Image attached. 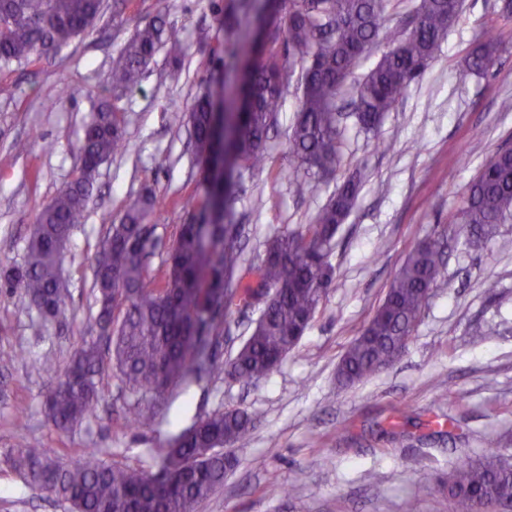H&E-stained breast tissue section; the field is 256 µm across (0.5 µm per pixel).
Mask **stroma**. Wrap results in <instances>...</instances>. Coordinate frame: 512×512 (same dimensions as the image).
Listing matches in <instances>:
<instances>
[{
	"label": "stroma",
	"mask_w": 512,
	"mask_h": 512,
	"mask_svg": "<svg viewBox=\"0 0 512 512\" xmlns=\"http://www.w3.org/2000/svg\"><path fill=\"white\" fill-rule=\"evenodd\" d=\"M241 0H129L120 16L104 10L84 36L35 64L0 72V268L23 263L40 211L68 182L76 145L100 103L126 120L128 154L104 162L85 217L70 235L61 264L62 317L42 321L20 295L0 292V512H66L48 491L25 485L3 462L20 438L55 449L72 463L74 448H100L107 462L158 473L172 439L217 410L244 409L257 418L250 440L234 447L238 463L199 512H446L433 488L436 474L496 444L512 457V221L479 243L455 233L457 215L481 166L512 145V14L501 0H463L436 58L411 82L376 132L360 128L341 99V160L309 195H295L288 156L301 82L292 76L262 168L234 173L230 223L240 225L245 262L259 264L266 239L311 224L337 185L360 181L354 209L336 234L330 261L335 281L306 334L266 379L244 385L216 373L175 384L163 396L129 393L104 367L94 416L62 433L46 400L71 354L98 335L93 297L94 255L129 197L151 189L160 204L149 274L162 262L185 218L204 220L203 172L187 126L171 121L207 92L232 93L247 61L234 57L224 14ZM164 16L178 31L184 55L173 74L160 49L141 84L112 88V59L135 30ZM499 42L494 65L466 66L481 34ZM207 59L200 68L199 59ZM25 141L26 152L12 145ZM440 239L446 274L430 295L405 354L356 384L339 382L342 354L382 303L409 250ZM260 305L235 300L218 316L209 352L215 366L233 358L250 336ZM54 369L43 365L45 357ZM148 424L131 420L133 407Z\"/></svg>",
	"instance_id": "35a3bbf8"
}]
</instances>
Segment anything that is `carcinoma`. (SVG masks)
I'll use <instances>...</instances> for the list:
<instances>
[{"mask_svg": "<svg viewBox=\"0 0 512 512\" xmlns=\"http://www.w3.org/2000/svg\"><path fill=\"white\" fill-rule=\"evenodd\" d=\"M387 0H288L275 25L255 13L257 28L280 50H262L241 32L235 12L224 15V30L237 35L240 57H254L239 94L224 112H216V96L199 97L179 122L192 134L193 148L208 166L223 156V167H260L266 142L277 124L282 97L295 68L302 72L299 110L288 135V153L304 176L293 179L302 196L317 180L333 172L340 158L336 99L352 93L354 115L366 132L375 131L405 87L419 78L456 22L462 0H417L409 33L389 32L382 20ZM103 0H0V70L29 63L58 51L91 30ZM177 52L178 32L158 16L136 29L112 61V86H138L158 48ZM381 53H376L379 46ZM492 40L479 43L468 61L481 73L494 60ZM378 54L361 81L347 80L363 61ZM131 150L125 122L105 102L92 116L77 144V174L41 210L29 237L22 265L3 270L0 291L21 288L41 318L64 313L59 267L72 228L88 207L99 166L119 151ZM230 183L212 179L207 202L216 223L181 224L167 252L166 273L158 285L149 276V245L141 242L144 221L156 204L152 193L128 199L119 223L111 224L95 257L96 323L110 331V361L133 393L162 395L189 376L211 374L217 367L206 353L213 328V309L227 308L238 296L249 303L256 290L236 276L242 252L229 238L234 225L224 224V197ZM359 183L345 180L318 212L314 223L279 232L265 242L255 281L268 290L262 314L234 358L224 363L225 378L255 384L276 369L309 328L323 296L334 281L329 256L332 242L356 203ZM512 221V149L496 151L470 184L459 212L465 237L489 238L496 226ZM444 273L440 242L414 246L392 279L383 302L361 334L353 339L338 365L345 385L360 382L397 361L407 350L415 326L433 288ZM104 365L100 340L84 342L73 354L47 397L48 416L60 431L91 417L98 401L97 377ZM255 416L245 410L215 411L184 430L168 449L161 474L108 464L95 448L77 450L72 465L62 464L49 448L20 443L7 460L27 484L53 492L69 512H197L200 503L224 485L234 464L217 450L245 443ZM448 512H481L490 505L512 503V460L489 452L464 457L439 478Z\"/></svg>", "mask_w": 512, "mask_h": 512, "instance_id": "1", "label": "carcinoma"}]
</instances>
